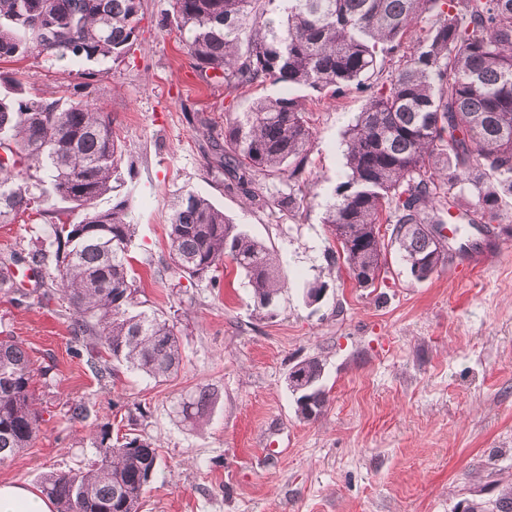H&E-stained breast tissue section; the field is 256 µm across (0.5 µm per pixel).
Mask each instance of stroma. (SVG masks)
<instances>
[{
    "mask_svg": "<svg viewBox=\"0 0 512 512\" xmlns=\"http://www.w3.org/2000/svg\"><path fill=\"white\" fill-rule=\"evenodd\" d=\"M169 8L143 0L138 42L119 61L36 53L0 62V97L17 86L46 97L75 89L111 114L140 190L132 274L184 347L168 381L123 368L99 378L74 352L65 302H42L34 280L22 303L0 290V334L39 367L41 416L31 447L0 466V485L34 490L45 475L87 467L107 427L159 454L139 512H497L512 488V198L491 233L450 237L448 261L429 279L416 280L392 243L374 286L358 287L328 260L334 240L322 218L341 176L343 131L365 94L315 100L311 194L299 211L270 215L227 188L208 154L226 113L252 96L201 77L179 32L161 25ZM189 192L277 252L287 286L275 317L254 315L235 268L220 269L217 288L166 270L171 207ZM52 239L48 223L0 224V258ZM315 281L326 291L310 304ZM309 358L321 362L328 393L312 421L297 417L288 388ZM205 387L217 398L203 417L174 413L175 401ZM77 400L89 408L82 422L67 414Z\"/></svg>",
    "mask_w": 512,
    "mask_h": 512,
    "instance_id": "stroma-1",
    "label": "stroma"
}]
</instances>
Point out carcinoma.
I'll use <instances>...</instances> for the list:
<instances>
[{"label":"carcinoma","mask_w":512,"mask_h":512,"mask_svg":"<svg viewBox=\"0 0 512 512\" xmlns=\"http://www.w3.org/2000/svg\"><path fill=\"white\" fill-rule=\"evenodd\" d=\"M141 0H0V60L35 52L59 59L117 61L138 40ZM420 35L412 28L422 20ZM162 25L188 34L184 47L205 77L232 91L280 86L228 116L224 142L211 145L224 179L251 204L272 213L306 203L315 134L302 88L370 95L344 133L342 181L325 205L323 223L339 245L355 283L372 286L385 265L386 225L412 275L428 279L447 262L433 224L453 216L467 186L475 197L467 223L484 229L512 197V0H170ZM391 63L389 82L372 78ZM0 223L19 215H51L43 185L80 210L76 223L52 224L57 275L41 299L61 292L73 311L74 341H89L86 365L98 377L120 366L163 381L184 360L176 324L143 308L130 273L135 234V184L121 178L122 151L112 120L81 98H0ZM447 160L439 169L435 161ZM278 179L288 191L265 195ZM112 196V207L97 201ZM168 269L181 278L207 277L220 286L229 260L252 288L255 311L271 317L286 281L276 256L224 216L207 197L188 192L172 210ZM36 248L0 259V288L15 287L13 268H42ZM35 368L12 336H0V464L31 447L39 430L31 384ZM322 364L294 366L288 386L297 414L316 419L327 403ZM212 393L179 404L182 414L205 413ZM88 470L47 475L42 495L56 512H139L157 479L156 448L138 436L96 442Z\"/></svg>","instance_id":"carcinoma-1"}]
</instances>
